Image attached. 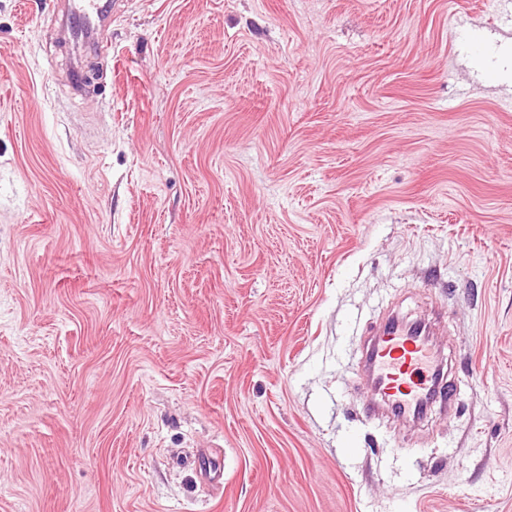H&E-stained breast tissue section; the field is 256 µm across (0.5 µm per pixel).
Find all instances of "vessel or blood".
<instances>
[{
    "label": "vessel or blood",
    "instance_id": "b4317fda",
    "mask_svg": "<svg viewBox=\"0 0 512 512\" xmlns=\"http://www.w3.org/2000/svg\"><path fill=\"white\" fill-rule=\"evenodd\" d=\"M71 2L73 34L89 37L110 0ZM366 364L384 405L397 417L416 419L432 403L451 407L457 401V389L436 361L423 326L391 320L367 344Z\"/></svg>",
    "mask_w": 512,
    "mask_h": 512
}]
</instances>
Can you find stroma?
<instances>
[{
    "mask_svg": "<svg viewBox=\"0 0 512 512\" xmlns=\"http://www.w3.org/2000/svg\"><path fill=\"white\" fill-rule=\"evenodd\" d=\"M67 2L0 0V512H512V0ZM435 309L456 410L369 413ZM70 2L73 4L70 18L71 30L78 38L89 37L109 5L116 3L110 0H70Z\"/></svg>",
    "mask_w": 512,
    "mask_h": 512,
    "instance_id": "35a3bbf8",
    "label": "stroma"
}]
</instances>
